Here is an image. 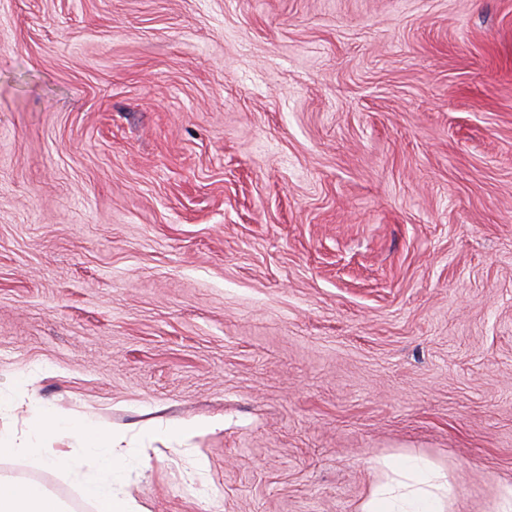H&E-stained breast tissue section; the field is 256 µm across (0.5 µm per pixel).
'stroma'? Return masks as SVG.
<instances>
[{"mask_svg":"<svg viewBox=\"0 0 512 512\" xmlns=\"http://www.w3.org/2000/svg\"><path fill=\"white\" fill-rule=\"evenodd\" d=\"M224 428L145 512L512 482V0H0V382ZM64 512L61 469L0 457ZM381 475L359 512H447L455 497L448 473L426 457L406 453L377 461Z\"/></svg>","mask_w":512,"mask_h":512,"instance_id":"35a3bbf8","label":"stroma"}]
</instances>
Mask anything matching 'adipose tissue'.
<instances>
[{
  "label": "adipose tissue",
  "mask_w": 512,
  "mask_h": 512,
  "mask_svg": "<svg viewBox=\"0 0 512 512\" xmlns=\"http://www.w3.org/2000/svg\"><path fill=\"white\" fill-rule=\"evenodd\" d=\"M381 474L360 512H448L455 488L426 457L406 453L379 461ZM0 512H61L59 502L35 484L0 483Z\"/></svg>",
  "instance_id": "1"
}]
</instances>
